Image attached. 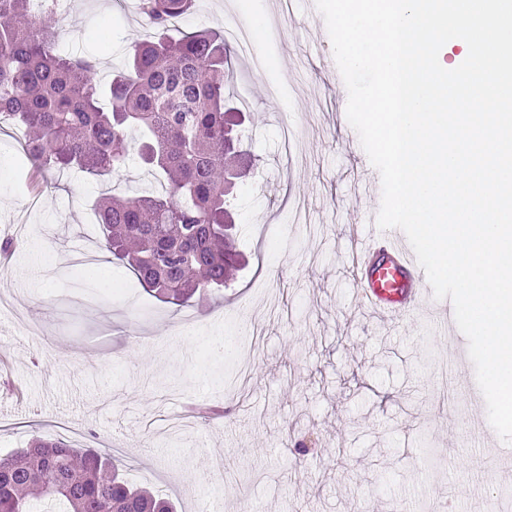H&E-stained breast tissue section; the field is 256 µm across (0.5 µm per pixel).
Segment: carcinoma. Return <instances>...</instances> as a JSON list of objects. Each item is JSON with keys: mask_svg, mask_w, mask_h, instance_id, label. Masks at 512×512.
Returning a JSON list of instances; mask_svg holds the SVG:
<instances>
[{"mask_svg": "<svg viewBox=\"0 0 512 512\" xmlns=\"http://www.w3.org/2000/svg\"><path fill=\"white\" fill-rule=\"evenodd\" d=\"M193 0H140L159 36L134 44L107 89L95 64L57 51L60 28L43 23L55 0H0V112L27 130L23 151L44 171L118 172L131 145L168 184L164 195L109 196L99 223L112 255L153 296L180 305L226 288L243 263L235 232L237 180L253 158L240 149L245 117L224 96L232 83L228 45L200 29L177 40L170 23ZM107 94L108 110L99 98ZM174 512V505L130 485L108 453L34 441L0 455V512Z\"/></svg>", "mask_w": 512, "mask_h": 512, "instance_id": "cac0c4a2", "label": "carcinoma"}]
</instances>
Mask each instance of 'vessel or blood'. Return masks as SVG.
Instances as JSON below:
<instances>
[{
    "label": "vessel or blood",
    "instance_id": "vessel-or-blood-1",
    "mask_svg": "<svg viewBox=\"0 0 512 512\" xmlns=\"http://www.w3.org/2000/svg\"><path fill=\"white\" fill-rule=\"evenodd\" d=\"M357 301L372 316L396 319L413 311L428 286L403 232L361 240L356 257Z\"/></svg>",
    "mask_w": 512,
    "mask_h": 512
}]
</instances>
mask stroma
<instances>
[{"label":"stroma","instance_id":"1","mask_svg":"<svg viewBox=\"0 0 512 512\" xmlns=\"http://www.w3.org/2000/svg\"><path fill=\"white\" fill-rule=\"evenodd\" d=\"M138 5L62 0L60 51L95 59L107 85L156 35ZM229 23L259 28L266 67L232 57L256 170L237 189L245 266L223 300L162 302L112 256L97 287L70 264L75 245L104 251L95 201L158 193L160 181L132 153L114 177L53 170L33 194L24 132L0 121V241L13 244L0 264V453L36 438L108 448L178 512H478L491 499L512 512V477L497 468L512 445L468 435L485 400L466 337L435 329L447 301L426 296L387 323L355 301L351 256L381 196L315 0H293L286 19L277 0H194L167 35ZM289 199L305 200L313 229L291 222ZM224 336L237 348L212 351Z\"/></svg>","mask_w":512,"mask_h":512}]
</instances>
